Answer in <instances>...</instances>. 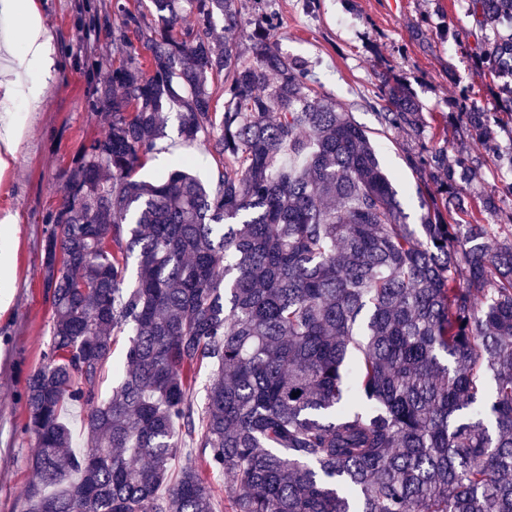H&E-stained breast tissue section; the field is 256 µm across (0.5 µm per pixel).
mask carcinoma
<instances>
[{"label": "carcinoma", "mask_w": 512, "mask_h": 512, "mask_svg": "<svg viewBox=\"0 0 512 512\" xmlns=\"http://www.w3.org/2000/svg\"><path fill=\"white\" fill-rule=\"evenodd\" d=\"M184 1L196 23L177 37ZM150 2L158 28L116 3L130 50L100 92L108 132L83 147L46 218L53 317L47 361L26 381L37 452L25 512H219L197 468L173 471L185 449L235 474L231 512H512V234L492 247L487 223L512 183L474 210L462 190L476 159L410 148L429 196L417 229L367 131L279 54L272 22L253 30L247 62L213 39L215 18L238 24L235 0ZM468 16L482 30L512 22V0H468ZM472 55L478 76L512 77V34ZM381 99L383 125L420 135L401 80L382 77ZM171 105L185 141L206 135L222 163L215 187L186 157L133 179ZM502 113L512 84L491 112L462 93L450 117L497 152ZM114 332L131 339L102 400ZM75 406L86 449L71 453Z\"/></svg>", "instance_id": "1"}]
</instances>
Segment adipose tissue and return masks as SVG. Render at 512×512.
Returning a JSON list of instances; mask_svg holds the SVG:
<instances>
[{
    "label": "adipose tissue",
    "instance_id": "obj_1",
    "mask_svg": "<svg viewBox=\"0 0 512 512\" xmlns=\"http://www.w3.org/2000/svg\"><path fill=\"white\" fill-rule=\"evenodd\" d=\"M27 22L21 33L23 54L19 63L24 69L37 67L43 79L41 82L33 83L28 81L23 72L17 75L10 90L13 93L23 96L32 107H39L45 91L44 81L54 75L57 60L50 46L47 31L43 26L41 17L35 8L32 0L26 4Z\"/></svg>",
    "mask_w": 512,
    "mask_h": 512
}]
</instances>
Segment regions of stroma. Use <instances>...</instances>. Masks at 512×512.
Instances as JSON below:
<instances>
[{
	"label": "stroma",
	"instance_id": "35a3bbf8",
	"mask_svg": "<svg viewBox=\"0 0 512 512\" xmlns=\"http://www.w3.org/2000/svg\"><path fill=\"white\" fill-rule=\"evenodd\" d=\"M51 38L59 66L38 110L20 96L0 93V115L18 120L23 134L14 160L0 170V219L17 216L0 266V512H23L24 491L35 479L29 461L35 440L25 432L26 380L44 361L50 342L52 311L42 275L46 215L62 201L63 187L83 145L104 136L106 110L96 90L108 81L113 65L126 56L114 40L120 24L113 0H34ZM242 23L216 25L218 39L237 43L252 59L249 33L255 22L273 18L275 46L287 57L305 61L320 96L350 112L367 129L383 168L398 193L409 223H419L426 190L406 166L404 154L415 141L428 148L447 147L449 157L466 153L478 161L467 194L500 191L512 182L505 154L512 137L501 134L500 151L486 153L449 131L446 117L463 87L473 103L492 110L495 88L476 74L470 48L474 38L465 0H237ZM24 12H0V85L14 80L23 46L18 33ZM402 80L415 98L427 127L422 138L380 125L377 112L380 75ZM194 158L203 182L216 183L221 164L203 141L186 143L178 133L176 111H169L167 135L136 172L156 180L177 158Z\"/></svg>",
	"mask_w": 512,
	"mask_h": 512
}]
</instances>
